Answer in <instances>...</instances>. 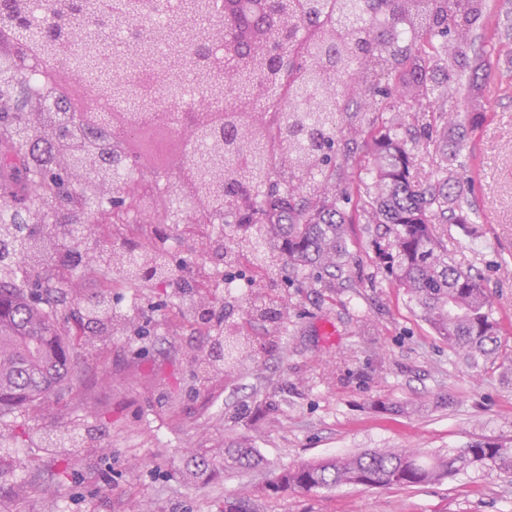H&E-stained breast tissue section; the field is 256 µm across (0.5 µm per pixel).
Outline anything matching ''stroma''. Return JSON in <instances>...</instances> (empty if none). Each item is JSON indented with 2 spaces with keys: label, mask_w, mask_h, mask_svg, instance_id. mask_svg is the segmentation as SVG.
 Here are the masks:
<instances>
[{
  "label": "stroma",
  "mask_w": 512,
  "mask_h": 512,
  "mask_svg": "<svg viewBox=\"0 0 512 512\" xmlns=\"http://www.w3.org/2000/svg\"><path fill=\"white\" fill-rule=\"evenodd\" d=\"M512 0H490L476 25L488 66L484 108L461 154L479 218L475 233L441 225L454 262L484 276L502 332L497 352L470 365L424 321L378 267L365 223L344 209L348 256L336 277L307 270L264 279L263 255L236 265L245 283L224 289L223 261L209 229L172 225L170 257L183 279L208 277V318L198 293L134 287L98 271L86 294L112 299L126 324L98 347L73 351V372L41 405L12 417L0 447V512H512V478L474 470L389 489L265 488L268 474L300 462L375 448L444 453L486 439L512 444ZM288 308L272 323L254 316L257 292ZM248 337L255 355L209 375L196 359L218 334ZM241 441L258 469L228 470L224 446ZM209 451L215 471L192 476Z\"/></svg>",
  "instance_id": "35a3bbf8"
}]
</instances>
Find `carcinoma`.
<instances>
[{"label": "carcinoma", "mask_w": 512, "mask_h": 512, "mask_svg": "<svg viewBox=\"0 0 512 512\" xmlns=\"http://www.w3.org/2000/svg\"><path fill=\"white\" fill-rule=\"evenodd\" d=\"M487 12V0H299L295 30L301 54L285 70L282 82L254 100L267 114L265 130L236 143L237 133L222 128L231 150L208 152L217 132L193 131L198 152L190 160L202 169L224 163L228 187L200 205L183 199L167 185L162 190L179 213L201 207V223L262 224L269 244L270 272L309 268L317 276L333 275L347 255L341 203L356 200L368 223L385 225L371 242L379 264L403 288L409 300L448 348L467 353L471 363L497 344L500 328L491 312L481 275L464 270L448 258L435 224H474L470 185L454 176L421 181L414 174V153L422 146L448 141V129L478 119L468 112H440L432 103L443 95L464 97L472 106L482 98L476 84L461 82L454 65L470 60L477 36L474 25ZM21 42L36 44L44 57H56L57 43L77 27L87 41L67 61L81 67L91 88L106 92L108 109L96 127L82 125L65 107L55 85L41 88L25 80L29 107L12 111L9 86L13 52L0 46V199L18 201L0 207V422L21 409L45 400L66 379L73 346L60 328L62 305L77 292L78 274L104 266L111 278L131 285L165 281L178 285L177 269L157 249L125 240L93 259L84 224H131L117 196H102L89 182L74 183L58 167V158L100 165L116 190L133 173L135 155L112 135L110 114L148 111L150 103L133 87L111 80L116 51L103 38L104 18L94 0H72L56 15L31 8L20 20ZM160 61L178 66L198 55L202 37H174ZM472 68L485 67L477 55ZM408 76L410 111L415 129L390 128L375 135L367 113L377 111L364 98H388L398 92L393 77ZM192 72H181L180 84L164 92L183 112L184 92ZM370 146V182L352 185L347 170L360 148ZM251 238L224 239V261L253 249ZM66 255L70 274L52 273L56 254ZM73 321L79 328L95 324L100 336L112 335V301L95 295L83 301ZM226 342L215 343L198 361L205 372L233 369L253 357L247 338L238 339L234 359L224 361ZM224 462L256 469L261 461L253 449L230 445ZM474 468L512 476V446L478 439L445 455H425L416 448L366 450L345 457L301 463L279 470L270 487L304 491L342 485L367 488L423 486L450 479Z\"/></svg>", "instance_id": "1"}]
</instances>
